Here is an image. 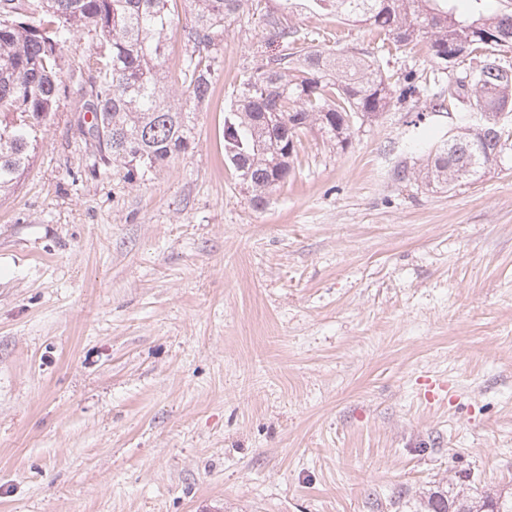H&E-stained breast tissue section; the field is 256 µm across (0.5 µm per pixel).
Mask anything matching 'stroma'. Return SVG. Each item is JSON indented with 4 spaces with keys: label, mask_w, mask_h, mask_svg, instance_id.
<instances>
[{
    "label": "stroma",
    "mask_w": 512,
    "mask_h": 512,
    "mask_svg": "<svg viewBox=\"0 0 512 512\" xmlns=\"http://www.w3.org/2000/svg\"><path fill=\"white\" fill-rule=\"evenodd\" d=\"M328 48L366 25L301 11ZM264 23L224 32L195 143L148 179L90 174L99 41L64 53L44 143L0 199V512H412L512 487V150L453 189L394 172L448 117L424 92L307 133L255 207L224 110Z\"/></svg>",
    "instance_id": "obj_1"
}]
</instances>
